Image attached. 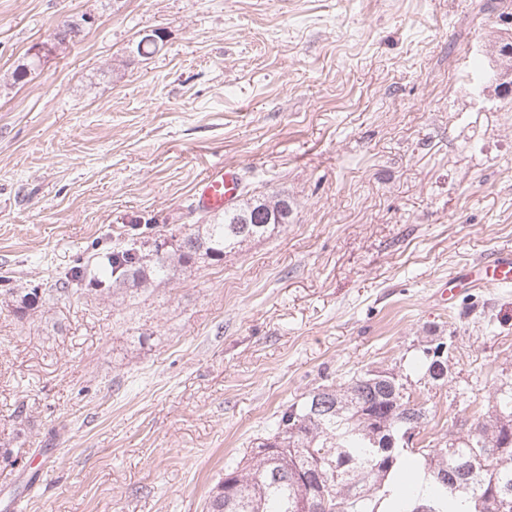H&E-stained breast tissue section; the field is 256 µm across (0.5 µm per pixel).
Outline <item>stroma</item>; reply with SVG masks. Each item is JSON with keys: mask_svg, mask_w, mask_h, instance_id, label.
<instances>
[{"mask_svg": "<svg viewBox=\"0 0 512 512\" xmlns=\"http://www.w3.org/2000/svg\"><path fill=\"white\" fill-rule=\"evenodd\" d=\"M0 0V512H202L275 411L353 373L431 410L512 381V285L441 283L512 253V92L475 60L512 0ZM92 13L31 80L12 72ZM160 54L137 56L145 31ZM216 164L290 223L135 294L50 290L129 238L194 223ZM452 346L453 377L410 364ZM97 17L93 14H85L79 21H68L65 26L55 28L44 40L35 43L28 51V57L34 56L38 61L39 68L49 57H56L68 44L69 36L64 31L68 30L71 24L80 28L93 27L97 24ZM43 294L44 292L42 296H39L38 288H31L28 291L21 292V295H18L19 298L16 299L17 304L14 309V314L17 318L23 320L29 316L31 312H35L36 309L41 307L46 300Z\"/></svg>", "mask_w": 512, "mask_h": 512, "instance_id": "obj_1", "label": "stroma"}]
</instances>
